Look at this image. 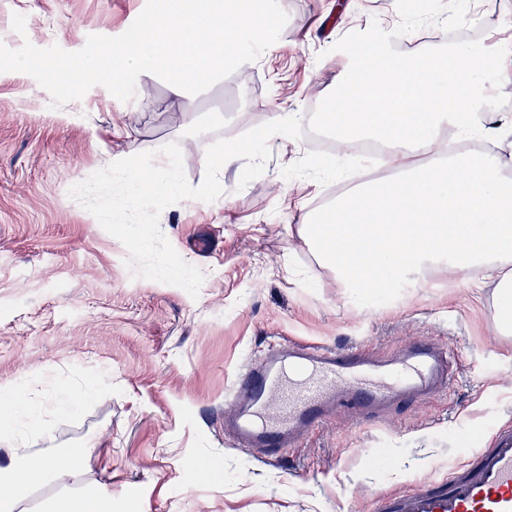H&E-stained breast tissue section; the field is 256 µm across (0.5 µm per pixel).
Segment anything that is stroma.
I'll return each instance as SVG.
<instances>
[{"label": "stroma", "instance_id": "obj_1", "mask_svg": "<svg viewBox=\"0 0 512 512\" xmlns=\"http://www.w3.org/2000/svg\"><path fill=\"white\" fill-rule=\"evenodd\" d=\"M429 2L400 10L355 0L348 11L346 0H279L288 15L279 39L186 98L143 78L131 101L96 85L56 107L31 76L0 73V391L17 388L39 422L27 453L91 447L87 475L107 484L112 512H374L378 498L447 478L495 430L512 428V334L498 330L493 285L472 293L437 266L434 285L334 288L290 207L304 198L317 210L362 181L343 144L317 151L301 127L364 39L385 41L394 65L420 45L447 49L462 30H478L471 46L489 51L512 36V0ZM145 5L0 0V43L76 52L88 36L125 32ZM275 112L299 113L301 125L270 139L260 177L240 185L237 162L220 170L216 201L187 199L160 216L180 257L205 275L198 298L132 278L123 244L68 194L111 162L171 142L199 185V143L237 137ZM276 336L379 359L431 340L456 354L459 371L447 391L329 418L267 461L225 433L224 398L246 357Z\"/></svg>", "mask_w": 512, "mask_h": 512}]
</instances>
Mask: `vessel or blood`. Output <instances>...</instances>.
<instances>
[{"instance_id": "obj_1", "label": "vessel or blood", "mask_w": 512, "mask_h": 512, "mask_svg": "<svg viewBox=\"0 0 512 512\" xmlns=\"http://www.w3.org/2000/svg\"><path fill=\"white\" fill-rule=\"evenodd\" d=\"M453 371L447 349L429 340L391 360L289 341L247 360L225 398V422L237 446L274 460L339 411L428 396L446 388ZM375 512H512V429L497 430L491 447L475 449L465 470L449 474L446 484L430 481L379 498Z\"/></svg>"}]
</instances>
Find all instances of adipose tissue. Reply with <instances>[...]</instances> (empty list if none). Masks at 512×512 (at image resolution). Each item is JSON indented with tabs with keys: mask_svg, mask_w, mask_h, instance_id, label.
Returning a JSON list of instances; mask_svg holds the SVG:
<instances>
[{
	"mask_svg": "<svg viewBox=\"0 0 512 512\" xmlns=\"http://www.w3.org/2000/svg\"><path fill=\"white\" fill-rule=\"evenodd\" d=\"M387 45L362 42L352 68L324 104L327 121L346 146L371 136L386 141L388 164L401 174L338 197L300 231L319 260L336 269L339 288H390L421 269L444 264L471 291L495 284L501 330L512 329V156H451L444 127L479 129L483 139L512 129V114L477 113L486 71L512 63V43L488 53L457 45L445 53L417 47L405 64H385ZM68 466L46 456L17 454L0 468V512H28L34 483L68 486L78 496L44 499L40 512H112V495L82 481L87 449L70 448Z\"/></svg>",
	"mask_w": 512,
	"mask_h": 512,
	"instance_id": "ef3b65f1",
	"label": "adipose tissue"
}]
</instances>
